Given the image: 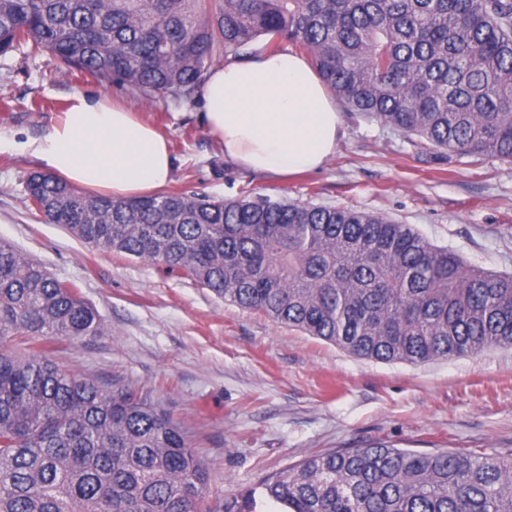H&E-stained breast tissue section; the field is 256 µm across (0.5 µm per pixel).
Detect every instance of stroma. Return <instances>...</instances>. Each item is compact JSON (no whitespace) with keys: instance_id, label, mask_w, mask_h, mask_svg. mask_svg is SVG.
<instances>
[{"instance_id":"stroma-1","label":"stroma","mask_w":512,"mask_h":512,"mask_svg":"<svg viewBox=\"0 0 512 512\" xmlns=\"http://www.w3.org/2000/svg\"><path fill=\"white\" fill-rule=\"evenodd\" d=\"M49 56L0 57V239L99 313V336L55 344L53 360L102 387L150 393L187 429L210 467L206 504L257 487L304 456L386 442L420 452L512 453V348L420 365L352 356L272 322L142 260L81 242L30 207L25 180L42 170L27 142L66 111L73 93L142 112L169 143L170 189L284 198L353 208L410 225L471 265L512 274V162L438 159L406 135L343 113L325 167L275 177L241 169L204 129L200 100L153 103L111 83L56 74Z\"/></svg>"}]
</instances>
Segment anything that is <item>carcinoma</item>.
I'll return each mask as SVG.
<instances>
[{
  "label": "carcinoma",
  "mask_w": 512,
  "mask_h": 512,
  "mask_svg": "<svg viewBox=\"0 0 512 512\" xmlns=\"http://www.w3.org/2000/svg\"><path fill=\"white\" fill-rule=\"evenodd\" d=\"M306 55L348 112L448 158L512 160V0H0V56L190 102L259 37ZM30 205L94 247L379 361L512 347V276L467 265L358 209L168 190L90 196L31 174ZM104 324L75 285L0 240V512H205L209 473L149 396L109 389L12 341ZM287 512H512V454L377 442L310 454L260 484ZM256 491L224 512H256Z\"/></svg>",
  "instance_id": "carcinoma-1"
}]
</instances>
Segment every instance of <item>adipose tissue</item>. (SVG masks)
<instances>
[{
    "label": "adipose tissue",
    "instance_id": "obj_1",
    "mask_svg": "<svg viewBox=\"0 0 512 512\" xmlns=\"http://www.w3.org/2000/svg\"><path fill=\"white\" fill-rule=\"evenodd\" d=\"M200 94L204 128L225 157L251 171L320 168L342 130L334 96L298 55L264 54L212 68ZM27 147L66 182L115 199L158 189L172 171L168 142L151 124L127 106L82 93Z\"/></svg>",
    "mask_w": 512,
    "mask_h": 512
}]
</instances>
